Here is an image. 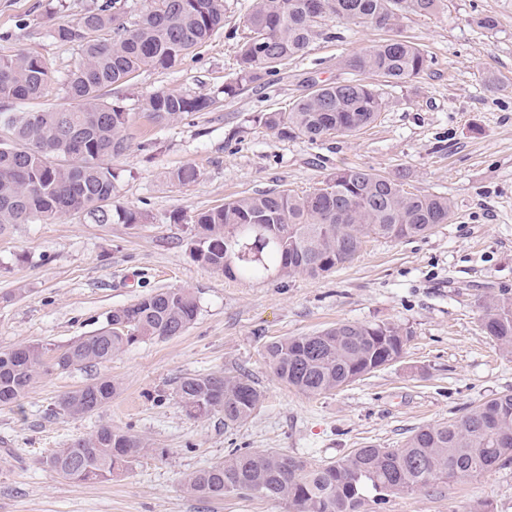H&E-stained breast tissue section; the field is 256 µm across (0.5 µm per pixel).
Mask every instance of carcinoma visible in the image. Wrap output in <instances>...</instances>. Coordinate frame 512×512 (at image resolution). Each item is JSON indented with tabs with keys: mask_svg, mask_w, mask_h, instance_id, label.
<instances>
[{
	"mask_svg": "<svg viewBox=\"0 0 512 512\" xmlns=\"http://www.w3.org/2000/svg\"><path fill=\"white\" fill-rule=\"evenodd\" d=\"M120 0L85 9L52 37L76 44L81 54L68 76L66 109H0V230L8 224L46 223L61 215L95 224H137L140 215L115 202L117 174L110 161L129 147L130 113L108 100L145 66L170 69L224 28V0H154L130 21L111 10ZM440 0H249L248 33L236 47L237 79L224 85L235 96L246 84H269L288 62L303 57L331 33L324 21L362 28H393L409 15L430 16ZM352 78L312 86L282 110L254 112L252 126L283 138L318 143L354 135L383 110L385 87H400L425 73L429 57L405 37L387 38L345 57ZM47 66L34 53L0 56V104L35 103L46 93ZM215 99L160 90L143 103L157 123L206 112ZM408 173H376L345 166L323 187L296 196L286 190L244 195L194 216L191 255L233 279L318 278L351 262L370 236L402 240L449 222L451 201L405 189ZM198 302L186 288L159 289L116 308L106 325L65 346L24 345L0 351V405L19 402L43 376L86 363H105L145 339H168L194 322ZM480 325L498 348L512 354V298L486 304ZM408 334L394 323L342 322L322 331L273 340L266 359L273 374L306 395L353 383L401 357ZM116 387L101 379L70 391L58 409L92 414L112 400ZM176 395L195 419L224 414L229 429L260 406L262 391L246 373L188 374ZM148 444L122 429L102 426L53 453L46 463L67 480L97 483L129 470ZM512 460V392L472 407L459 420L414 431L401 448L364 446L334 463L312 467L277 451L237 448L224 460L183 478L187 492L218 498L242 491L280 500L288 512H366L367 502L420 491L439 479L478 475Z\"/></svg>",
	"mask_w": 512,
	"mask_h": 512,
	"instance_id": "carcinoma-1",
	"label": "carcinoma"
}]
</instances>
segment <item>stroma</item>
<instances>
[{"label":"stroma","mask_w":512,"mask_h":512,"mask_svg":"<svg viewBox=\"0 0 512 512\" xmlns=\"http://www.w3.org/2000/svg\"><path fill=\"white\" fill-rule=\"evenodd\" d=\"M94 0H0V55L33 52L51 84L46 104L64 108L77 47L51 36ZM246 0H226L224 29L169 70L144 67L114 88L131 112L130 146L113 159L117 201L142 214L137 224H92L63 216L0 232V350L66 345L92 334L112 309L160 288H186L198 301L181 335L128 346L111 362L40 378L20 404L0 406V512H288L279 500L245 494L200 498L186 473L234 448L276 450L323 466L372 445L399 448L419 427L460 418L512 392V355L480 326L486 301L512 298V0H444L438 13L403 20L404 36L432 57L416 82L387 89L370 128L318 144L245 126L260 110H284L312 83L348 79L341 61L386 38L380 29L328 21L330 38L289 62L273 84H250L232 99L235 46ZM494 17L488 31L478 21ZM158 90L218 97L209 112L160 124L141 109ZM198 171L181 184L171 174ZM406 170L407 189L447 196L448 223L430 234L366 238L355 259L311 279L233 280L194 261L196 213L273 189L302 195L333 169ZM390 322L407 331L401 357L339 390L308 396L280 382L265 362L274 339L340 322ZM243 371L263 401L228 430L216 413L186 415L175 394L187 374ZM108 378L105 407L81 418L56 412L58 399ZM109 425L151 448L131 469L99 483L72 482L46 460L73 440ZM512 512V462L473 477L395 494L378 512Z\"/></svg>","instance_id":"1"}]
</instances>
